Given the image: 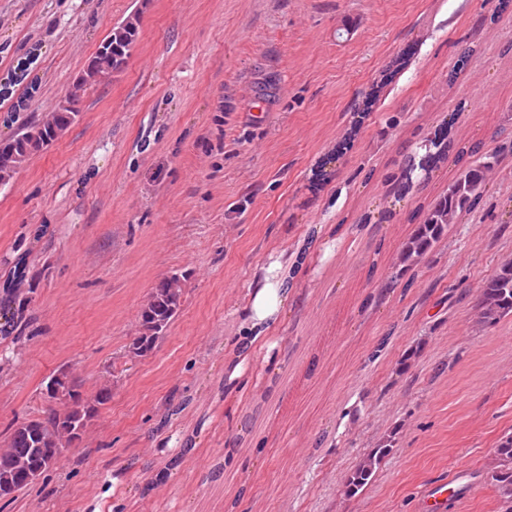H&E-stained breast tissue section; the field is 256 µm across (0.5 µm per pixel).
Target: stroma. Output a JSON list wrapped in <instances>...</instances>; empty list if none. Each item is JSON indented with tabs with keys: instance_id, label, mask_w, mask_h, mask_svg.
Masks as SVG:
<instances>
[{
	"instance_id": "35a3bbf8",
	"label": "stroma",
	"mask_w": 512,
	"mask_h": 512,
	"mask_svg": "<svg viewBox=\"0 0 512 512\" xmlns=\"http://www.w3.org/2000/svg\"><path fill=\"white\" fill-rule=\"evenodd\" d=\"M134 14L80 120L0 185V325L25 330L0 335V438L59 370L112 390L0 512H421L459 468L453 512H504L512 315L480 323L478 300L512 262V0H0V138ZM489 154L482 197L399 273ZM168 275L181 310L130 358ZM485 158L476 160L472 167L449 183L448 191L428 208L422 224L416 225L401 247L399 271L416 266L455 223L458 215L476 203L485 190L487 171L497 163L496 155ZM498 470L492 479L497 482L500 496L505 504H512V435L507 436L498 446ZM386 452L387 448H378V450L373 455L368 457L362 464H360L351 476L349 486H353L357 489L367 484L376 466L380 464Z\"/></svg>"
}]
</instances>
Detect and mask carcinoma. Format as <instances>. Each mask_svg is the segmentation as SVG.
Listing matches in <instances>:
<instances>
[{
  "instance_id": "carcinoma-1",
  "label": "carcinoma",
  "mask_w": 512,
  "mask_h": 512,
  "mask_svg": "<svg viewBox=\"0 0 512 512\" xmlns=\"http://www.w3.org/2000/svg\"><path fill=\"white\" fill-rule=\"evenodd\" d=\"M137 34L133 18L114 26L85 61L77 77L79 93L72 98L66 96L56 104L52 121L46 123L41 118H31L18 125L8 147L0 151L1 184L10 181L30 157L45 150L78 121L83 91L102 82L104 75L124 62ZM496 163V156L488 155L482 161H475L448 184V191L428 208L423 222L416 225L403 243L398 259L401 270L416 266L455 223L458 215L476 203L485 190L486 173ZM182 298L183 290L177 277L156 286L141 310V333L133 339L130 353L143 357L152 351L180 311ZM479 307L484 323H494L512 313V265L501 266L499 272L485 282ZM51 381L55 395L48 415L16 424L7 437L5 448L0 449V498L12 497L48 472L65 449L60 433L80 438L98 408L107 404L112 396L111 388L104 386L92 400L83 399L75 383L63 371L53 375ZM386 452L387 449L380 448L360 464L351 476L350 485L357 489L367 484ZM497 453L499 465L492 479L497 482L503 502L512 504V435L500 443Z\"/></svg>"
}]
</instances>
